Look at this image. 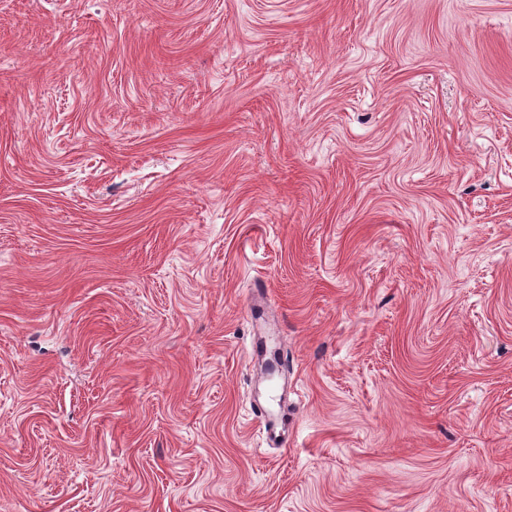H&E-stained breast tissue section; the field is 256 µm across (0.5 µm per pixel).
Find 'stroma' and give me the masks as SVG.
Returning <instances> with one entry per match:
<instances>
[{
    "mask_svg": "<svg viewBox=\"0 0 512 512\" xmlns=\"http://www.w3.org/2000/svg\"><path fill=\"white\" fill-rule=\"evenodd\" d=\"M0 512H512V0H0Z\"/></svg>",
    "mask_w": 512,
    "mask_h": 512,
    "instance_id": "obj_1",
    "label": "stroma"
}]
</instances>
